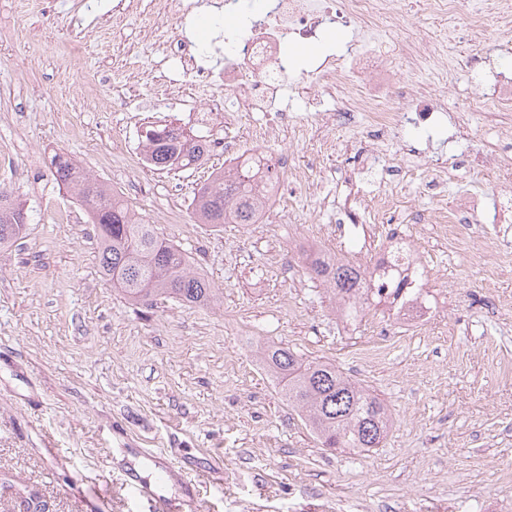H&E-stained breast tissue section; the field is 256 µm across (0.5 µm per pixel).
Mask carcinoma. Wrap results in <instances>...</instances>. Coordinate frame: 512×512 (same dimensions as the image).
<instances>
[{
    "label": "carcinoma",
    "mask_w": 512,
    "mask_h": 512,
    "mask_svg": "<svg viewBox=\"0 0 512 512\" xmlns=\"http://www.w3.org/2000/svg\"><path fill=\"white\" fill-rule=\"evenodd\" d=\"M144 148L148 164L160 170L188 169L204 157L201 140L190 143L184 132L166 128L144 139ZM50 163L55 182L75 193L95 227L101 273L129 304L152 307L172 300L201 307L215 301V289L191 270L189 257L142 222L118 194L61 154L52 155ZM254 163L247 156L236 173L216 174L197 189L192 202L197 223L215 230L256 223L263 202L252 181ZM26 220L23 203L0 186V248L21 238ZM308 268L332 287L347 319H362L372 294L371 272L321 251L309 255ZM259 358L322 447L363 453L380 447L388 436L393 419L384 400L344 376L335 364L306 359L275 343L262 346Z\"/></svg>",
    "instance_id": "obj_1"
}]
</instances>
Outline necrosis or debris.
<instances>
[{
  "label": "necrosis or debris",
  "instance_id": "4bbe7bcc",
  "mask_svg": "<svg viewBox=\"0 0 512 512\" xmlns=\"http://www.w3.org/2000/svg\"><path fill=\"white\" fill-rule=\"evenodd\" d=\"M240 0H224V29L232 48L224 69L209 66L210 50L192 37L168 38L160 56L155 84L161 98L180 101L204 94L196 122L204 127L217 120L250 123V139L263 147L278 141L285 129L319 134L325 125L358 128L368 137L394 134L408 125H434L440 119L438 85L449 70L465 66L480 74L487 59H459L455 48L461 32L483 38L488 27L512 28V0H419L432 27L413 26L396 54L367 48L366 37H380L392 28L397 0H264L260 11L243 14ZM355 24L359 35L342 50L321 56L310 70L297 72L290 43L316 37L325 27ZM432 65V82L403 84L399 65ZM512 208V193L492 196L464 193L452 211L422 216L425 224H445L462 234L478 224H499ZM384 259L391 270L407 273L409 292L390 301L386 313L409 321L431 318L422 260L407 238L387 239Z\"/></svg>",
  "mask_w": 512,
  "mask_h": 512
}]
</instances>
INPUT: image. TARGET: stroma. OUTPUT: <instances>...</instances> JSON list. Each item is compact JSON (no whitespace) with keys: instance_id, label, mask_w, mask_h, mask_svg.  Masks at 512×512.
I'll return each instance as SVG.
<instances>
[{"instance_id":"obj_1","label":"stroma","mask_w":512,"mask_h":512,"mask_svg":"<svg viewBox=\"0 0 512 512\" xmlns=\"http://www.w3.org/2000/svg\"><path fill=\"white\" fill-rule=\"evenodd\" d=\"M20 2L0 0V185L28 211L21 239L0 248V512H20L31 489L41 512H153L127 488L146 483V450L172 465L164 493L196 496L204 512H512V381L499 375L512 364V221L460 240L418 221L462 190L503 187L469 156H511L512 139L501 116L479 110L468 72L440 91L447 128L397 134L352 184V152L320 158L315 137L283 133L274 151L307 167L316 193L297 185L270 203L277 221L216 231L191 203L221 160L170 172L140 161L145 123L192 110L154 94L152 46L175 25L160 0H135L104 39L96 29L115 0ZM76 39L83 51L66 57ZM116 86L133 91L127 109L100 108ZM56 153L115 192L137 183L128 206L187 251L216 301L127 304L101 274L83 209L49 171ZM449 155L453 168H440ZM378 184L395 198L386 226L362 213L338 232L337 201ZM320 227L352 261L378 259L389 230L414 239L447 310L422 328L393 325L385 360L358 365L382 310L338 333L332 295L303 261ZM491 243L493 271L478 259ZM267 341L330 360L378 394L394 420L380 448H321L260 363Z\"/></svg>"}]
</instances>
